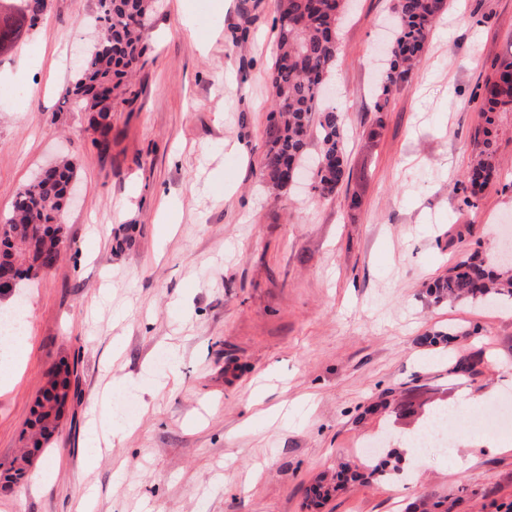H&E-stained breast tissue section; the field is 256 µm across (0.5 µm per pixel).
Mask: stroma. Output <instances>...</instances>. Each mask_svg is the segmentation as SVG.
<instances>
[{"mask_svg":"<svg viewBox=\"0 0 512 512\" xmlns=\"http://www.w3.org/2000/svg\"><path fill=\"white\" fill-rule=\"evenodd\" d=\"M157 0L145 67L100 152L64 104L97 0H51L0 54V222L62 154L79 198L61 256L0 307L22 304L25 356L0 385V464L23 452L51 368L74 364L62 431L0 512H512V307L432 303L425 286L464 254L489 258L512 223V112L491 136L497 174L479 207L462 182L483 147L482 87L512 57V0H447L410 82L375 109L372 64L392 0H352L329 74L346 178L331 199L261 176L279 0ZM457 331L449 345L424 341ZM479 357L476 373L456 361ZM405 408L377 411L383 393ZM111 397L109 453L85 433ZM459 414L449 452L401 457L403 485L369 478L309 506L307 489L369 440L398 450L437 403ZM502 446L493 452L485 438ZM466 467L455 464L456 457Z\"/></svg>","mask_w":512,"mask_h":512,"instance_id":"obj_1","label":"stroma"}]
</instances>
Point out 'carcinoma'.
I'll use <instances>...</instances> for the list:
<instances>
[{
  "instance_id": "1",
  "label": "carcinoma",
  "mask_w": 512,
  "mask_h": 512,
  "mask_svg": "<svg viewBox=\"0 0 512 512\" xmlns=\"http://www.w3.org/2000/svg\"><path fill=\"white\" fill-rule=\"evenodd\" d=\"M18 12L0 3V51L19 38L23 26L32 29L34 19L46 14L49 0H19ZM347 0H280L279 47L271 73L274 110L267 130L263 157L264 177L273 186L289 185L298 172L312 129L320 134V160L315 195L334 196L345 179L341 133L342 113L324 104L323 85L337 52V31ZM446 0H394L396 39L390 50L377 100V111L385 109L389 94L407 84L421 58L432 23ZM100 40L80 61L78 78L67 96L84 112H96L106 121L112 104L124 91L122 78L141 65L147 51L144 32L155 8V0H98ZM492 75L482 89L484 149L466 175L465 203L478 207L483 187L495 174L491 126L499 112L512 109V58L492 65ZM77 178L75 163L63 159L44 178H35L20 190L11 216L0 224V260L18 266L19 281L38 273L41 255L26 254L27 242L42 237L44 252L59 258L60 216L65 211L69 185ZM434 302L459 299H494L512 303V269L498 273L477 254H470L433 281L426 290ZM28 446L40 448L59 432L61 422L51 398L37 399L27 422ZM382 462L369 473L348 466L338 474L340 482H356L364 476H393L399 468L386 469Z\"/></svg>"
}]
</instances>
